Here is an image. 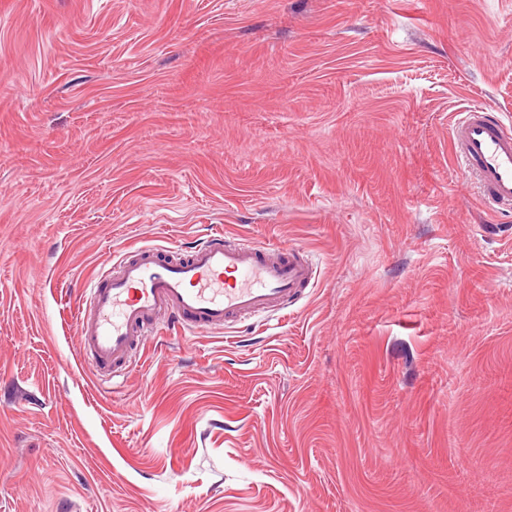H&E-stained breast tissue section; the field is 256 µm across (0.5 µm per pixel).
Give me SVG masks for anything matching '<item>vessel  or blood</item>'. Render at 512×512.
Here are the masks:
<instances>
[{
  "mask_svg": "<svg viewBox=\"0 0 512 512\" xmlns=\"http://www.w3.org/2000/svg\"><path fill=\"white\" fill-rule=\"evenodd\" d=\"M451 139L457 166L476 184L487 211L512 204V127L471 106L455 121ZM315 278L312 262L298 250L275 252L220 237L179 259L148 248L124 258L79 300V347L99 372L121 371L161 319L185 329H220L284 309Z\"/></svg>",
  "mask_w": 512,
  "mask_h": 512,
  "instance_id": "b4317fda",
  "label": "vessel or blood"
}]
</instances>
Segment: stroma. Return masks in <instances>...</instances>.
Here are the masks:
<instances>
[{
	"instance_id": "1",
	"label": "stroma",
	"mask_w": 512,
	"mask_h": 512,
	"mask_svg": "<svg viewBox=\"0 0 512 512\" xmlns=\"http://www.w3.org/2000/svg\"><path fill=\"white\" fill-rule=\"evenodd\" d=\"M512 0H0V512H512ZM306 251L288 311L79 354L139 247ZM452 126L457 166L476 184L490 214L512 204V127L485 108L470 106Z\"/></svg>"
}]
</instances>
